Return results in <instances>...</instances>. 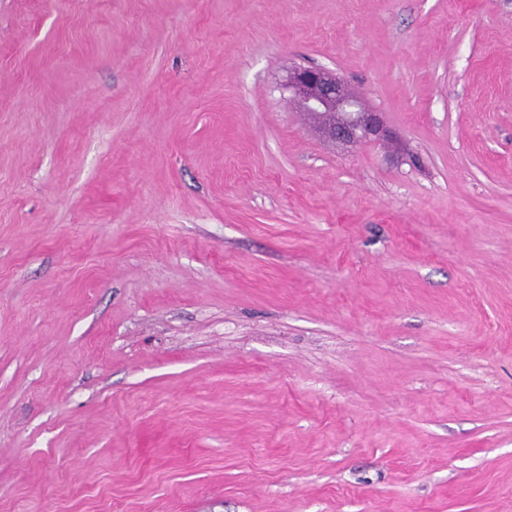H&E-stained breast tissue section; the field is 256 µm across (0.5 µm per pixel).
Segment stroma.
Wrapping results in <instances>:
<instances>
[{
  "instance_id": "obj_1",
  "label": "stroma",
  "mask_w": 512,
  "mask_h": 512,
  "mask_svg": "<svg viewBox=\"0 0 512 512\" xmlns=\"http://www.w3.org/2000/svg\"><path fill=\"white\" fill-rule=\"evenodd\" d=\"M0 512H512V0H0ZM291 99L317 119L331 140L358 144L387 136L380 113L366 107L335 74L323 69L296 67L286 84Z\"/></svg>"
}]
</instances>
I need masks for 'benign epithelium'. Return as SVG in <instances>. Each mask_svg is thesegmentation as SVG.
Wrapping results in <instances>:
<instances>
[{
    "instance_id": "7a95c632",
    "label": "benign epithelium",
    "mask_w": 512,
    "mask_h": 512,
    "mask_svg": "<svg viewBox=\"0 0 512 512\" xmlns=\"http://www.w3.org/2000/svg\"><path fill=\"white\" fill-rule=\"evenodd\" d=\"M291 99L317 119L331 140L358 144L387 136L380 113L366 107L335 74L323 69L296 67L286 84Z\"/></svg>"
}]
</instances>
